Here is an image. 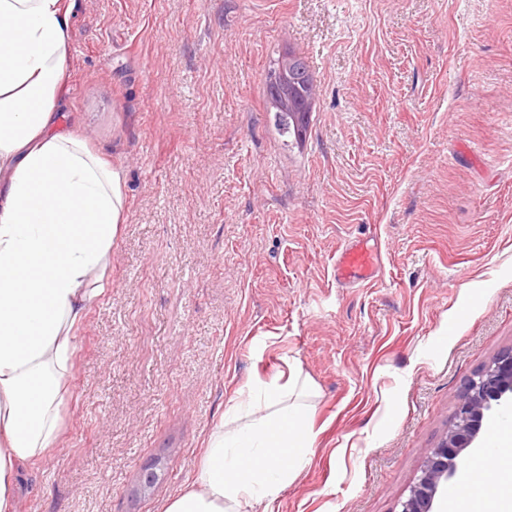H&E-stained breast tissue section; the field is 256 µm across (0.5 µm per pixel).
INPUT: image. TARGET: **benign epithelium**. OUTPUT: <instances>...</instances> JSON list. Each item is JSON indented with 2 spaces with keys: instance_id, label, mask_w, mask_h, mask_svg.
Here are the masks:
<instances>
[{
  "instance_id": "benign-epithelium-1",
  "label": "benign epithelium",
  "mask_w": 512,
  "mask_h": 512,
  "mask_svg": "<svg viewBox=\"0 0 512 512\" xmlns=\"http://www.w3.org/2000/svg\"><path fill=\"white\" fill-rule=\"evenodd\" d=\"M272 84L273 107L282 111L292 108L299 86L288 58L278 61ZM508 405L512 406V348L476 372L459 392L452 423L440 443L426 454L399 512H433L435 498L466 460L485 417Z\"/></svg>"
}]
</instances>
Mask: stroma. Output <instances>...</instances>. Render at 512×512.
Segmentation results:
<instances>
[{
    "label": "stroma",
    "mask_w": 512,
    "mask_h": 512,
    "mask_svg": "<svg viewBox=\"0 0 512 512\" xmlns=\"http://www.w3.org/2000/svg\"><path fill=\"white\" fill-rule=\"evenodd\" d=\"M69 34L62 122L124 168L126 222L19 512H163L292 366L322 432L278 512H399L512 348V0H77ZM288 51L318 93L287 145L263 82ZM353 241L375 276L337 282Z\"/></svg>",
    "instance_id": "obj_1"
}]
</instances>
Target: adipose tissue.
Here are the masks:
<instances>
[{
    "label": "adipose tissue",
    "instance_id": "adipose-tissue-1",
    "mask_svg": "<svg viewBox=\"0 0 512 512\" xmlns=\"http://www.w3.org/2000/svg\"><path fill=\"white\" fill-rule=\"evenodd\" d=\"M75 0H0V512L20 466L55 448L77 334L105 288L126 218L125 171L60 122ZM299 372L255 378L208 436L192 483L164 512H274L318 433ZM499 476L448 512H512V427Z\"/></svg>",
    "mask_w": 512,
    "mask_h": 512
}]
</instances>
